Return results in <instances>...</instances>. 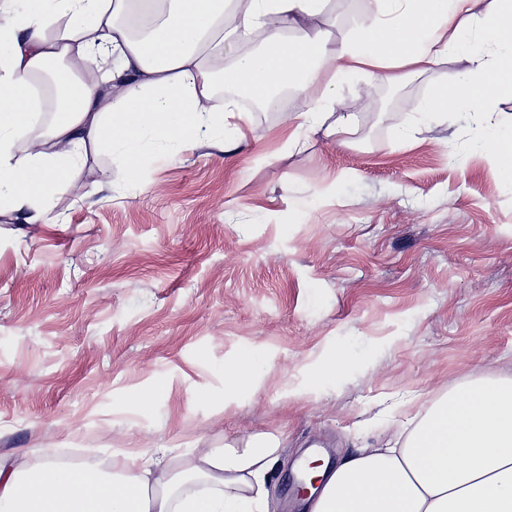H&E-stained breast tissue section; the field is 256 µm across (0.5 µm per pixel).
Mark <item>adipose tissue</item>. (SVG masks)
Returning a JSON list of instances; mask_svg holds the SVG:
<instances>
[{
  "mask_svg": "<svg viewBox=\"0 0 512 512\" xmlns=\"http://www.w3.org/2000/svg\"><path fill=\"white\" fill-rule=\"evenodd\" d=\"M327 0H0V211L46 223L54 195L90 157L118 154L132 178L154 142L183 147L224 128L204 106L216 83L256 100L292 88L303 131L334 114L336 86L363 72L397 83L447 61L456 78L406 113L407 127L449 106L475 116L512 98V0H365L339 47L291 29L327 22ZM264 49L223 68L227 36ZM512 189V122L479 144ZM403 447L364 449L313 469L312 512H512V379L460 385L411 417ZM277 443L197 448L167 480L166 451L145 448L122 474L44 459L0 462V512H270Z\"/></svg>",
  "mask_w": 512,
  "mask_h": 512,
  "instance_id": "1",
  "label": "adipose tissue"
}]
</instances>
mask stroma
<instances>
[{"label":"stroma","instance_id":"1","mask_svg":"<svg viewBox=\"0 0 512 512\" xmlns=\"http://www.w3.org/2000/svg\"><path fill=\"white\" fill-rule=\"evenodd\" d=\"M448 62L396 84L377 109L353 76L327 130L284 142L303 97L240 101L232 146L144 148L136 181L108 156L54 198L50 221L0 214V455L111 460L279 443L275 512H307L305 452L330 459L401 444L412 409L461 383L512 378V193L477 148L485 126L453 108L405 130L448 83ZM345 350L344 368L325 366ZM254 363L224 391V366ZM158 390L151 414L128 405Z\"/></svg>","mask_w":512,"mask_h":512}]
</instances>
